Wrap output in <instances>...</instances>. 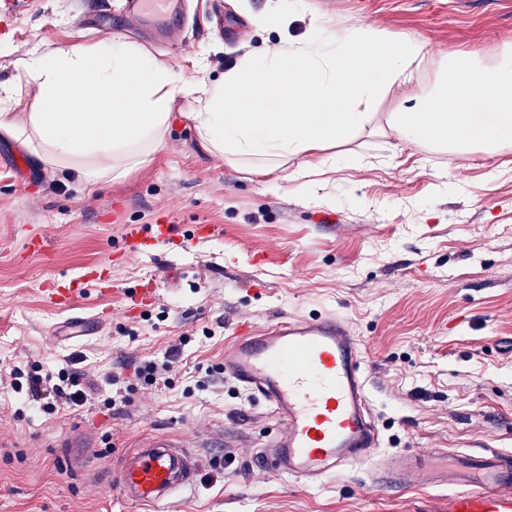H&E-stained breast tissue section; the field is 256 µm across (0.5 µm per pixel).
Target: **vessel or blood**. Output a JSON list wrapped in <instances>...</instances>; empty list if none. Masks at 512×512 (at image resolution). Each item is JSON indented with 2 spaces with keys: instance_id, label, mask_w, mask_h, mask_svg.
<instances>
[{
  "instance_id": "obj_1",
  "label": "vessel or blood",
  "mask_w": 512,
  "mask_h": 512,
  "mask_svg": "<svg viewBox=\"0 0 512 512\" xmlns=\"http://www.w3.org/2000/svg\"><path fill=\"white\" fill-rule=\"evenodd\" d=\"M185 0H126L124 21L139 38L181 25ZM168 224H129L124 240L140 247L165 241ZM367 350L336 315L280 317L256 329L239 324L224 347L222 370L271 406L278 427L256 454L279 477L316 486L356 464L376 459L402 488L448 491V512H512V453L490 451L467 461L442 460L437 451L388 453L381 449L365 373ZM196 464L174 444L155 440L125 456L117 475L121 498L157 505L193 484Z\"/></svg>"
}]
</instances>
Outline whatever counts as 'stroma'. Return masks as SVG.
<instances>
[{"instance_id": "1", "label": "stroma", "mask_w": 512, "mask_h": 512, "mask_svg": "<svg viewBox=\"0 0 512 512\" xmlns=\"http://www.w3.org/2000/svg\"><path fill=\"white\" fill-rule=\"evenodd\" d=\"M266 0H192L186 37L160 50L123 30L125 0H0V86L59 47L121 42L215 91L240 58L287 33L254 22ZM331 25L424 41L431 83L446 54L493 60L512 44V0H306ZM176 99L145 167L96 186L66 178L24 140L0 134V512H440L441 489L373 483L356 469L317 487L264 472L270 407L219 373L232 328L336 314L368 346L382 444L512 451V146L458 158L372 133L335 152L362 162L320 173L336 202L303 198L284 172L255 177L206 150ZM125 224H168V241L127 249ZM212 226L208 236L199 225ZM44 249L31 252V238ZM79 289L73 306L51 285ZM150 289L138 306L124 292ZM88 325L63 336L66 319ZM180 353L164 383L131 379L109 405L113 372ZM83 373L88 399L46 410L31 376ZM182 442L195 483L150 510L122 501L115 475L143 439Z\"/></svg>"}]
</instances>
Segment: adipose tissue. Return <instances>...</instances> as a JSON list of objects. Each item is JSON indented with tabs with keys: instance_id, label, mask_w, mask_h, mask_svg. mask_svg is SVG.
I'll use <instances>...</instances> for the list:
<instances>
[{
	"instance_id": "adipose-tissue-1",
	"label": "adipose tissue",
	"mask_w": 512,
	"mask_h": 512,
	"mask_svg": "<svg viewBox=\"0 0 512 512\" xmlns=\"http://www.w3.org/2000/svg\"><path fill=\"white\" fill-rule=\"evenodd\" d=\"M429 63L425 42L352 25L332 29L311 15L304 37L242 59L217 92L121 44L105 52L59 48L35 58L26 81L39 111L24 125L0 113V130L25 139L43 161L80 182L115 180L148 163L163 141L172 103L190 98L206 149L265 177L289 172L310 197L330 200L309 176L316 165L354 164L349 154L314 162L316 151L382 128L405 145L493 156L512 143V45L490 64L444 56L424 95L413 93ZM398 105L379 112L393 90Z\"/></svg>"
}]
</instances>
